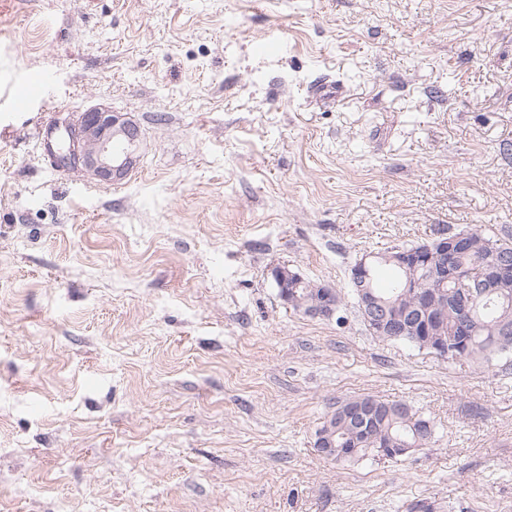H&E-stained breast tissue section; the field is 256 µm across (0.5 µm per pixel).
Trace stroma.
<instances>
[{
  "mask_svg": "<svg viewBox=\"0 0 512 512\" xmlns=\"http://www.w3.org/2000/svg\"><path fill=\"white\" fill-rule=\"evenodd\" d=\"M96 106L142 132L123 181L33 136ZM475 226L512 229V0H0V512H512V353L379 339L349 284ZM366 394L430 444L319 453ZM271 274L278 288L279 297L286 305L294 306L298 310L291 307L295 312L303 311L309 316L331 318L338 311L340 296L337 290L330 285L308 283L312 299L306 302L298 298L296 294V288L307 284L300 273L288 269L287 266H276L272 269ZM303 289L299 288L300 295H302Z\"/></svg>",
  "mask_w": 512,
  "mask_h": 512,
  "instance_id": "35a3bbf8",
  "label": "stroma"
}]
</instances>
